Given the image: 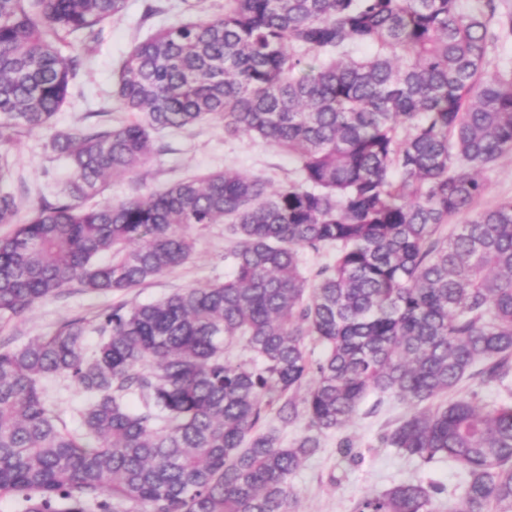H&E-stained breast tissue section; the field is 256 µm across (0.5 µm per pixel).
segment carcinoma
<instances>
[{"label":"carcinoma","mask_w":512,"mask_h":512,"mask_svg":"<svg viewBox=\"0 0 512 512\" xmlns=\"http://www.w3.org/2000/svg\"><path fill=\"white\" fill-rule=\"evenodd\" d=\"M125 5L0 0V319L161 276L190 258V227L227 225L230 272L0 342V498L297 512L292 478L373 394L406 408L382 447L460 464L459 512H512V400H442L512 381V201L474 211L479 172L512 153V67L490 60L512 14L501 0H224L129 48L114 96L130 117L55 134L72 176L23 216L3 190L13 143L51 124L82 66L59 46L97 44ZM210 121L288 153V182L226 168L88 204L163 134ZM305 251L333 259L308 271ZM62 377L85 397L72 427L43 387ZM440 492L404 481L355 512H439Z\"/></svg>","instance_id":"cac0c4a2"}]
</instances>
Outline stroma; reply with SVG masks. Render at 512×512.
Returning a JSON list of instances; mask_svg holds the SVG:
<instances>
[{"mask_svg":"<svg viewBox=\"0 0 512 512\" xmlns=\"http://www.w3.org/2000/svg\"><path fill=\"white\" fill-rule=\"evenodd\" d=\"M149 4L159 6L160 14L145 17ZM186 13L185 0H127L122 14L105 23L103 37L93 49H85L78 42L69 46V53L81 56L83 64L70 87L67 104L57 114L53 127L21 133L12 152L17 177L7 189L16 195L22 209H30L40 194L60 190L71 177L67 161L55 158L51 151L54 133L92 123L105 127L119 124L124 115L112 96L119 60L136 41ZM162 141L167 144V151L152 157L137 176L108 181L101 190V199L158 191L179 179L227 167L248 175H264L278 186L287 181L292 167L287 154L261 141L225 139L223 124L216 121L164 135ZM483 177L488 190L478 201V209L512 199V154L500 157ZM189 234L194 251L183 265L125 293L103 295L76 287L65 289L61 296L48 299L24 317L9 322L5 336L20 345L53 333L67 320L93 316L115 303H150L185 288L223 281L228 271L224 262L228 240L223 225L193 228ZM404 412L400 404L379 406L374 398H367L343 433L352 439L359 461L340 454L336 447L339 436L328 435L292 480L298 512H354L360 497L382 492L398 481L434 484L440 489L439 502L454 505L462 492L461 465L440 462L424 468L398 455L395 449L380 446V435Z\"/></svg>","mask_w":512,"mask_h":512,"instance_id":"35a3bbf8","label":"stroma"}]
</instances>
